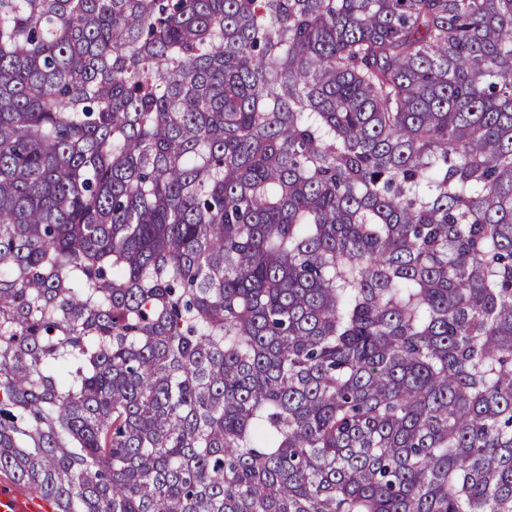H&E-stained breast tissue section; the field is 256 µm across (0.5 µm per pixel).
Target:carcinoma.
<instances>
[{
	"label": "carcinoma",
	"instance_id": "carcinoma-1",
	"mask_svg": "<svg viewBox=\"0 0 512 512\" xmlns=\"http://www.w3.org/2000/svg\"><path fill=\"white\" fill-rule=\"evenodd\" d=\"M0 472L512 512V0H0Z\"/></svg>",
	"mask_w": 512,
	"mask_h": 512
}]
</instances>
